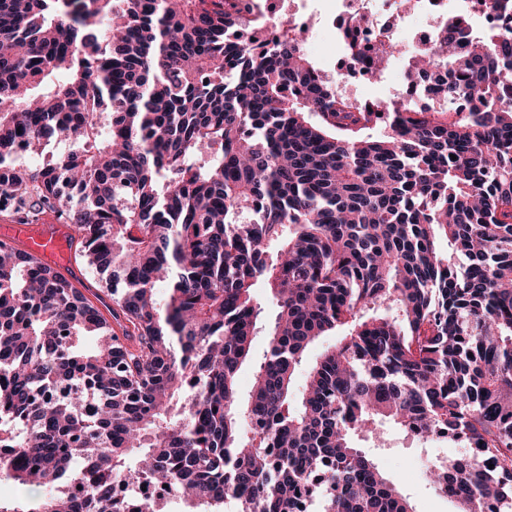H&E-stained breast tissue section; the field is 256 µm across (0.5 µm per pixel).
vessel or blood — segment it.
Masks as SVG:
<instances>
[{"instance_id": "b4317fda", "label": "vessel or blood", "mask_w": 512, "mask_h": 512, "mask_svg": "<svg viewBox=\"0 0 512 512\" xmlns=\"http://www.w3.org/2000/svg\"><path fill=\"white\" fill-rule=\"evenodd\" d=\"M76 237L73 226L69 224L8 222L0 225V244L33 252L73 282L84 278L83 270L72 258V244Z\"/></svg>"}]
</instances>
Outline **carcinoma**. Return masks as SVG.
Returning <instances> with one entry per match:
<instances>
[{
  "label": "carcinoma",
  "mask_w": 512,
  "mask_h": 512,
  "mask_svg": "<svg viewBox=\"0 0 512 512\" xmlns=\"http://www.w3.org/2000/svg\"><path fill=\"white\" fill-rule=\"evenodd\" d=\"M226 2L0 0V213L113 267L91 299L0 245V479L43 490L0 512H156L118 492L140 481L200 512H415L357 444L385 421L474 444L428 484L512 512V25L450 12L407 52L441 109L353 106ZM346 51L371 77L400 53Z\"/></svg>",
  "instance_id": "carcinoma-1"
}]
</instances>
